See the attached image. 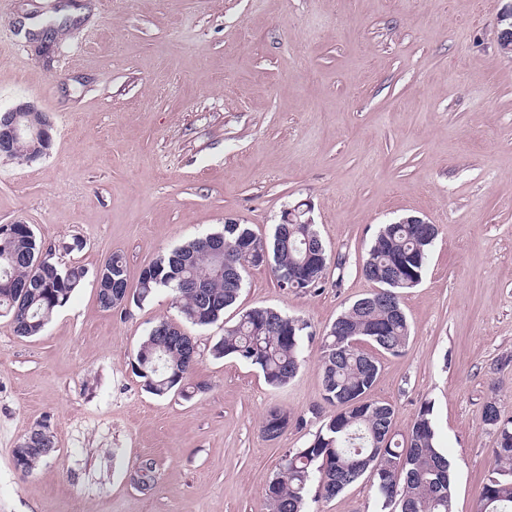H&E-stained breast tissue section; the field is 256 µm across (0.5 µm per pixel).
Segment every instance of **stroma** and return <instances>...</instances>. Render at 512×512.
<instances>
[{"mask_svg":"<svg viewBox=\"0 0 512 512\" xmlns=\"http://www.w3.org/2000/svg\"><path fill=\"white\" fill-rule=\"evenodd\" d=\"M512 0H0V109L34 102L49 155L0 159V224H29L60 267L87 276L36 336L0 316V512H269L285 452L336 413L322 398V336L368 294L360 265L380 225L438 230L401 303V354L376 352L370 399L407 433L431 403L454 470V512H476L496 433L512 418ZM310 202L332 259L318 293L250 269L220 322L188 327L190 383L158 397L132 367L173 297L103 310L93 274L122 254L128 279L225 221L266 238ZM313 337L285 387L211 346L254 307ZM273 409L305 416L276 440ZM49 422L56 451L32 473L13 450ZM310 512H377L364 478Z\"/></svg>","mask_w":512,"mask_h":512,"instance_id":"1","label":"stroma"}]
</instances>
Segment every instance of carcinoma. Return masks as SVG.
<instances>
[{
	"label": "carcinoma",
	"instance_id": "cac0c4a2",
	"mask_svg": "<svg viewBox=\"0 0 512 512\" xmlns=\"http://www.w3.org/2000/svg\"><path fill=\"white\" fill-rule=\"evenodd\" d=\"M10 230L0 236V311L11 316L16 335L35 336L69 301L87 271L64 270L53 261L35 264L31 256L40 253L41 245L31 226L17 223ZM436 236V227L427 230L421 224L392 222L378 229L360 266L376 288L345 308L322 339L323 400L336 406V414L321 425L308 446L284 455L267 488L271 512H306L308 500L332 498L365 476L372 480L379 512H452L453 464L437 448L430 403L420 406L406 436L398 441L391 435L392 406L365 398L380 367L363 345L394 355L405 348L411 329L400 293L422 280ZM215 238L224 239L221 262L233 266L234 281L217 272L221 262L209 251ZM318 252L320 266L314 272L323 274L330 257L313 224H277L268 239L256 236L245 224H226L222 231L195 238L145 267L136 301L167 289L182 321L210 326L236 303L248 270L259 266L254 256L268 255L266 267L280 283L289 270ZM95 281L128 283L125 259L112 255L96 271ZM13 284L28 285L21 308L13 304ZM308 329L301 318L255 307L224 329L211 353L247 362L261 370L267 384L281 388L301 367L303 344L311 338ZM177 330L167 320L159 322L135 354L136 373L159 397L185 392V381L194 369L180 344L162 345L164 333ZM484 417L497 432V446L477 512H512V420L501 419L493 402L485 405ZM292 422L302 425L306 419L272 410L263 418L261 431L274 440Z\"/></svg>",
	"mask_w": 512,
	"mask_h": 512
}]
</instances>
